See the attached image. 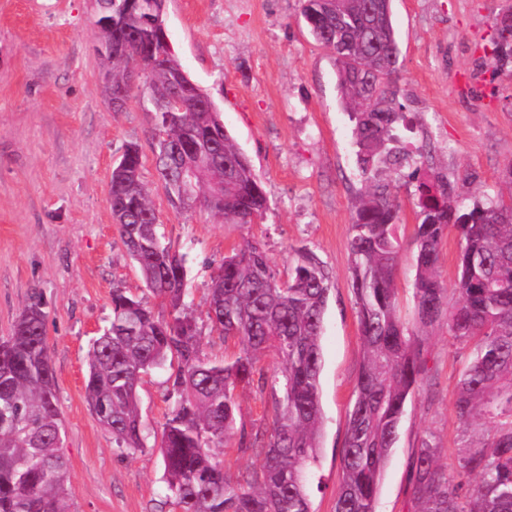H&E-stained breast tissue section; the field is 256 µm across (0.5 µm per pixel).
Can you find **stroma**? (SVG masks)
Masks as SVG:
<instances>
[{
    "instance_id": "obj_1",
    "label": "stroma",
    "mask_w": 512,
    "mask_h": 512,
    "mask_svg": "<svg viewBox=\"0 0 512 512\" xmlns=\"http://www.w3.org/2000/svg\"><path fill=\"white\" fill-rule=\"evenodd\" d=\"M301 0H167L165 25L190 78L212 98L249 157L268 199L263 218L232 224L193 206L171 207L157 184L156 120L148 89L134 80L123 111H112L101 80L96 0H0V336L31 300L48 314V352L57 376L71 512H177L166 502L158 449L174 404L167 373L138 388L146 446L117 447L85 399L88 350L112 314V291L148 297L109 202L112 169L126 144L142 154V176L160 231L187 256L186 301L203 349L221 360L238 340L209 333L211 277L232 248L260 243L278 281L313 253L331 289L321 336V463L312 478L314 512H334L341 455L363 362L352 291L355 206L365 186L353 126L338 93L332 55L311 37ZM512 0H392L399 45L397 85L405 104L404 146L424 158L391 185L400 205L395 270L398 309L414 321L416 187L437 172L466 182L465 205L495 191L512 168V60L497 65L492 20ZM155 313L160 299L148 297ZM472 348L446 325L430 333L427 371L409 398L382 476L376 512H415L410 473L424 437L442 469L455 470L468 440L453 407ZM238 420L268 434L270 391L237 388Z\"/></svg>"
}]
</instances>
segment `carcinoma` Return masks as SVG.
Wrapping results in <instances>:
<instances>
[{
  "instance_id": "1",
  "label": "carcinoma",
  "mask_w": 512,
  "mask_h": 512,
  "mask_svg": "<svg viewBox=\"0 0 512 512\" xmlns=\"http://www.w3.org/2000/svg\"><path fill=\"white\" fill-rule=\"evenodd\" d=\"M161 0H98L99 52L123 110L133 71L147 70L159 131L155 167L171 205L181 171L196 172L195 198L215 216L251 224L267 197L248 157L224 127L208 94L190 87L175 53L152 44ZM301 16L315 42L330 50L341 103L354 125L357 160L367 187L355 211L349 251L364 360L342 452L343 480L334 512H375L380 476L397 441L409 396L425 372L423 335L446 323L458 342L473 344L457 384L454 411L462 431L485 426L481 442L448 473L438 448L422 439L411 468L417 512H512V196L463 207L462 192L432 175L417 186L415 320L409 332L397 307L394 271L399 209L382 170L397 172L422 158L397 134L404 123L392 79L399 49L392 13L375 0H303ZM494 59L512 56V22L494 18ZM139 145L128 144L112 171L110 203L122 242L146 288L168 309L155 314L141 297L112 290V318L88 352L86 400L119 447H144L137 389L144 375L169 368L176 395L159 443L166 498L179 512H313L310 478L320 463V338L329 276L312 254L285 283L267 254L248 242L224 256L208 293L210 331L242 348L227 360L202 348L185 301V257L161 241L151 190L141 175ZM461 241L453 288L441 278L440 244L448 228ZM457 299L448 306V291ZM47 313L32 300L0 338V512H69L68 465L60 453L62 420L48 354ZM277 361L273 425L267 438L236 425L234 390L267 386L258 357ZM237 441L262 456L259 469L236 482L213 448Z\"/></svg>"
}]
</instances>
